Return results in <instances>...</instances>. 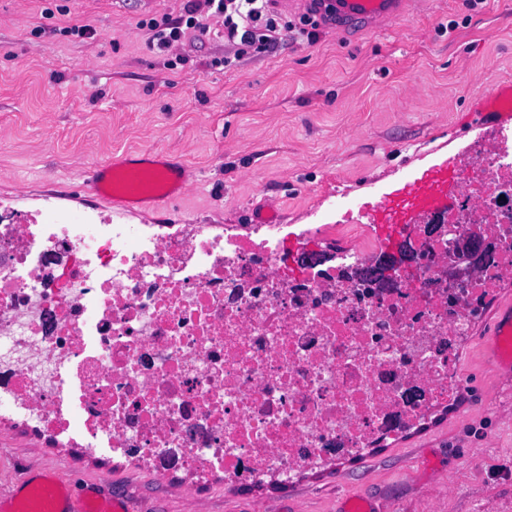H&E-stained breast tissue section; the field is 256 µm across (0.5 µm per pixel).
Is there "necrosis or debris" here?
<instances>
[{
  "mask_svg": "<svg viewBox=\"0 0 512 512\" xmlns=\"http://www.w3.org/2000/svg\"><path fill=\"white\" fill-rule=\"evenodd\" d=\"M480 177H473V168ZM512 147L475 143L440 230L397 238L410 262L369 287L378 242L361 221L327 264L318 237L282 227H137L0 198V420L109 453L185 491L223 480L293 482L338 454L399 440L460 384L476 307L512 277ZM493 246L457 280L458 238Z\"/></svg>",
  "mask_w": 512,
  "mask_h": 512,
  "instance_id": "4bbe7bcc",
  "label": "necrosis or debris"
}]
</instances>
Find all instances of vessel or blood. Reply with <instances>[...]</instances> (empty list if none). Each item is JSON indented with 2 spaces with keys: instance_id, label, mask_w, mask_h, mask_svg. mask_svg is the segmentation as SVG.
Listing matches in <instances>:
<instances>
[{
  "instance_id": "1",
  "label": "vessel or blood",
  "mask_w": 512,
  "mask_h": 512,
  "mask_svg": "<svg viewBox=\"0 0 512 512\" xmlns=\"http://www.w3.org/2000/svg\"><path fill=\"white\" fill-rule=\"evenodd\" d=\"M412 0H297L321 23L341 32L374 30L401 19ZM512 101V82L501 83L494 92L476 98L472 108L475 119H494L498 129L512 128V112L501 111L500 101ZM458 164L435 166L419 179L403 185L373 211V222L385 231L411 223L426 208L447 205L456 186ZM189 176L180 160L152 151L139 156H122L112 163L96 166L86 178L90 189L102 201L122 210L144 204L157 208L171 202L183 191ZM485 361L498 375L512 381V300L500 301L481 339ZM126 512L121 498L90 493L79 506H71L64 494H57L54 512Z\"/></svg>"
}]
</instances>
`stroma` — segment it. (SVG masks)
Here are the masks:
<instances>
[{"mask_svg": "<svg viewBox=\"0 0 512 512\" xmlns=\"http://www.w3.org/2000/svg\"><path fill=\"white\" fill-rule=\"evenodd\" d=\"M202 0H0V196L20 213L49 198L129 224L251 226L277 212L289 242L321 227L337 248L347 214L374 205L484 128L476 97L512 80V0H424L399 22L315 40L289 33L270 51L232 55L222 18L168 51L150 19L177 21ZM87 25L92 37L70 35ZM179 157L190 172L161 209L117 211L83 188L112 156ZM512 279L489 299L461 348L446 407L399 441L296 482L185 495L182 480L66 448L18 426L0 432V494L48 473L72 497L96 489L130 512H336L339 495L391 512H512V385L482 357L480 332Z\"/></svg>", "mask_w": 512, "mask_h": 512, "instance_id": "stroma-1", "label": "stroma"}]
</instances>
